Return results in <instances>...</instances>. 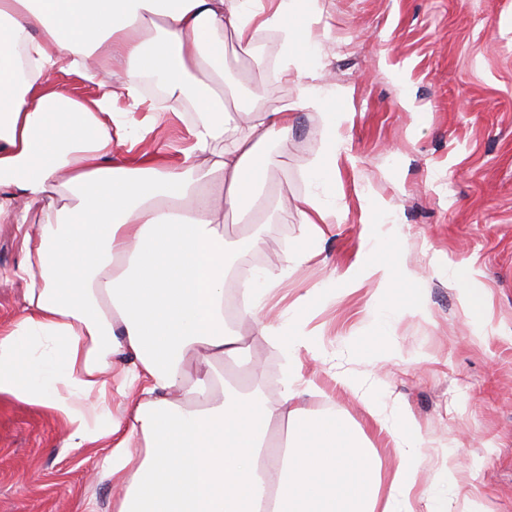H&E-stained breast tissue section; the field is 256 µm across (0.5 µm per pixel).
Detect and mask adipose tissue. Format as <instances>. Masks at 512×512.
I'll use <instances>...</instances> for the list:
<instances>
[{"label": "adipose tissue", "mask_w": 512, "mask_h": 512, "mask_svg": "<svg viewBox=\"0 0 512 512\" xmlns=\"http://www.w3.org/2000/svg\"><path fill=\"white\" fill-rule=\"evenodd\" d=\"M323 15L322 0H0V221L31 227L28 305L0 331V396L51 410L71 426V447L101 450L97 479L118 491L112 512H414V421L387 423L362 397L396 453L385 472L341 415L306 413L296 378L272 399L220 367L248 351L224 323V210L251 201L257 169L270 164L264 147L287 139L296 111L323 114L326 146L305 173L316 191L297 211L307 233L293 265L343 214L337 132L349 115L333 107L345 89L320 81L309 31ZM262 30L278 33L301 96L250 112L201 167L199 155L224 137L225 108L200 75L223 82L225 32L247 53ZM64 70L95 81L99 95L71 94L53 78ZM145 76L171 104L196 103L178 166L159 149L112 162L132 138L114 102L141 106ZM363 208L386 230L346 277L376 283V332L357 344L376 358L397 311L390 298L405 296L411 274L390 258L400 244L395 208L373 193ZM287 277L284 267L253 268L243 311L293 352L308 339L301 314L265 321L266 298Z\"/></svg>", "instance_id": "obj_1"}]
</instances>
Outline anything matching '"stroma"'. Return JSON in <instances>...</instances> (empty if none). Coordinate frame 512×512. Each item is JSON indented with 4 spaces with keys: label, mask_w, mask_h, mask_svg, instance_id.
Masks as SVG:
<instances>
[{
    "label": "stroma",
    "mask_w": 512,
    "mask_h": 512,
    "mask_svg": "<svg viewBox=\"0 0 512 512\" xmlns=\"http://www.w3.org/2000/svg\"><path fill=\"white\" fill-rule=\"evenodd\" d=\"M327 21L312 27L322 62L348 95L337 101L350 120L339 131L338 190L347 211L312 242L313 258L289 275L271 300L272 315L291 305L305 313L315 351L288 353L259 336L252 318L236 330L260 362L261 386L295 375L306 409L343 415L375 448L383 468L395 459L358 400L380 402L388 420L410 416L420 426L426 483L446 485L449 460L462 461L439 512H512V0H324ZM255 59L224 37V85L250 105L247 76ZM409 96L412 107L400 103ZM139 151L176 145L197 118L192 101L179 114L152 119ZM325 147L320 113L295 112L287 141L272 140L271 165L255 187V203L227 211L224 237L260 239L259 265H284L305 235L295 213L311 186L304 174ZM395 207L404 248L398 265L414 274L408 304L388 324L398 348L373 363L353 347L371 335L374 285L344 275L359 263L370 227L366 192ZM25 229L0 222V327L25 305ZM480 284V308L468 312L461 287ZM349 375L356 389L343 387ZM71 428L51 410L0 397V512H106L107 485L97 482L96 456L68 445Z\"/></svg>",
    "instance_id": "1"
}]
</instances>
